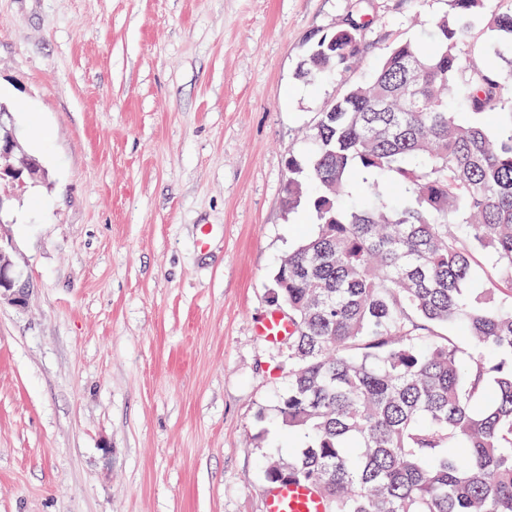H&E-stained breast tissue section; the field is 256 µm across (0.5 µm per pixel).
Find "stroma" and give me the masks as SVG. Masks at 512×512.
Wrapping results in <instances>:
<instances>
[{
    "label": "stroma",
    "mask_w": 512,
    "mask_h": 512,
    "mask_svg": "<svg viewBox=\"0 0 512 512\" xmlns=\"http://www.w3.org/2000/svg\"><path fill=\"white\" fill-rule=\"evenodd\" d=\"M449 9L0 0V103L50 172L0 183L30 285L25 308L0 306V512H265L264 459L294 438L275 410L286 348L254 324L313 230L282 207L286 159ZM352 19L359 59L301 79L313 42Z\"/></svg>",
    "instance_id": "obj_1"
}]
</instances>
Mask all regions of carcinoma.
Instances as JSON below:
<instances>
[{
	"label": "carcinoma",
	"instance_id": "obj_1",
	"mask_svg": "<svg viewBox=\"0 0 512 512\" xmlns=\"http://www.w3.org/2000/svg\"><path fill=\"white\" fill-rule=\"evenodd\" d=\"M482 2L450 0L288 158L284 205L315 231L272 276L292 327L277 413L303 440L263 476L315 484L327 512H512V8ZM363 27L317 39L300 75L356 58ZM478 254L495 275L474 297Z\"/></svg>",
	"mask_w": 512,
	"mask_h": 512
}]
</instances>
